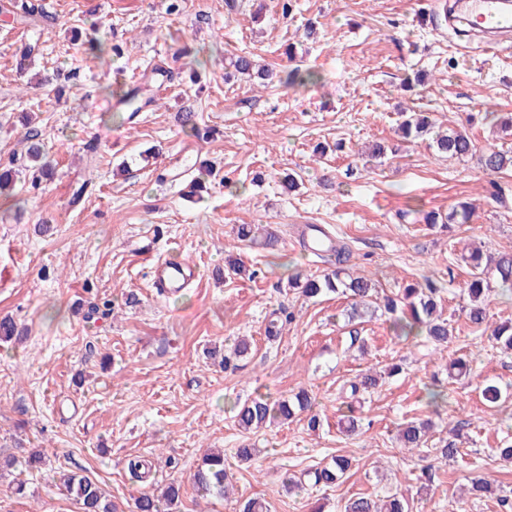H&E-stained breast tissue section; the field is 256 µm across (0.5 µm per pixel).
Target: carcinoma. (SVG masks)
Masks as SVG:
<instances>
[{
    "label": "carcinoma",
    "instance_id": "obj_1",
    "mask_svg": "<svg viewBox=\"0 0 512 512\" xmlns=\"http://www.w3.org/2000/svg\"><path fill=\"white\" fill-rule=\"evenodd\" d=\"M227 72L225 78L234 74L246 75L259 82L263 87L277 83L284 87L303 85L320 79L317 72L296 66L282 73L275 72L267 66H259L251 55L230 53L226 57ZM433 123L426 112H406L399 125V130L405 138H424L432 134ZM24 140L28 143L27 157L32 162L31 185L38 186L44 178L51 175L48 163H40L44 151L40 134L35 129L25 132ZM429 147L436 154L448 158L464 159L475 154L479 155V163L488 175L503 174L512 171V150H505L496 144H491L482 151H477L475 141L465 127L449 128L435 133ZM476 206L468 200H461L453 205L446 214L428 211L422 216V223L436 224H469L475 213ZM329 257L333 258L336 268L321 276L302 277L300 274L288 277V287L300 288L302 293L313 298L325 291L350 293L355 303L350 308V316L361 315L360 306L370 297L371 283L363 276H358L343 267L347 262L346 248L342 244L331 246ZM470 269V280L465 291L470 299L469 321L477 326L482 325L487 317L486 297L490 291L487 275L492 274L503 286L512 288V252H502L495 256L483 257L478 251H472L463 256ZM440 288L431 279H426L425 286L409 284L401 292L385 298V311L394 316V325L400 334L408 337L423 334L437 343L448 342L453 330L448 320L437 314ZM491 336L496 344L506 352L512 351V322L505 321L495 325ZM378 386V380L371 374H364L351 382L349 399L342 401L339 412L344 414L347 425L346 431L355 433L360 419L354 416L355 403L359 394L366 393ZM312 407L311 398L301 391L295 396V403L283 400L271 404L263 398L247 402L236 409L238 426L244 430L258 429L275 418L288 420L295 412H305ZM427 424H406L401 430L400 440L403 447L410 450L418 449L425 443ZM349 460L343 456L335 457L326 466L307 472V477L313 486H330L336 483L349 469ZM229 476L224 469V456L212 453L202 458L201 465L193 475V484L201 494H224L225 484ZM66 491L74 495L81 504L82 512H114V506L106 502L99 485L78 473H69L63 480ZM181 486L170 483L159 499L148 491H143L135 500L137 512H162L161 502L171 507L180 498ZM343 512H409V504L398 498L392 499L388 507L380 509L367 497L351 498L344 506Z\"/></svg>",
    "mask_w": 512,
    "mask_h": 512
}]
</instances>
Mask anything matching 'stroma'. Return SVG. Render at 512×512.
<instances>
[{
    "label": "stroma",
    "instance_id": "35a3bbf8",
    "mask_svg": "<svg viewBox=\"0 0 512 512\" xmlns=\"http://www.w3.org/2000/svg\"><path fill=\"white\" fill-rule=\"evenodd\" d=\"M448 4L295 0L285 18L276 0H239L230 15L224 0H185L177 16L169 0H0V166H27L23 136L32 126L56 168L51 181L34 187L23 177L12 196H0V318L27 331L22 342L0 343V458L36 448L47 461L39 471L20 463L0 471V512H80L57 481L71 471L97 482L119 512H135L143 488L173 481L182 490L172 512H236L250 498L271 512H310L314 501L343 512L349 499L395 493L411 512H504L512 460L498 450L512 441V399L492 404L482 390L512 391V355L491 337L492 326L512 319V290L491 282L487 320L472 324L462 257L475 246L512 249V175L501 176L505 197L493 201L477 159L440 157L396 133L402 111L428 112L445 128L469 122L478 147L512 145L490 120L512 113V40L487 52L482 34L435 26ZM310 21L313 41L304 36ZM90 37L99 52L88 50ZM32 44L37 52L21 60ZM116 45L124 49L117 61ZM228 50L278 70L300 59L320 79L288 88L228 82ZM158 64L167 76L152 74ZM140 81L148 105L116 119L120 94ZM188 110L212 137L182 129ZM375 142L389 154L368 157ZM197 162L215 174L189 197ZM289 174L300 178L292 193L283 185ZM462 198L477 206L472 223L444 231L415 219ZM241 224L267 226L277 240L243 245ZM306 224L343 239L349 269L379 294L434 280L453 328L448 343L396 336L381 311L349 321L345 296L309 299L289 288L293 272L332 268L304 250ZM229 256L254 278H228ZM160 259L194 263L200 276L160 294L151 276ZM129 290L138 305H125ZM273 320L284 328L271 339ZM241 338L250 349L226 370L224 350ZM459 357L470 371L449 377ZM371 371L379 385L365 396L361 430L346 435L338 407L349 382ZM437 382L448 397L433 405L427 393ZM302 390L318 429L303 415L238 427L233 403ZM426 420L425 446L401 448L400 425ZM451 440L459 453L441 460L437 450ZM243 446L254 449L251 462L237 459ZM211 448L224 452L229 496L204 497L193 485ZM339 454L352 465L336 484L285 488L287 477ZM132 457L151 463L148 478L130 476ZM485 474L499 491L471 495L470 478Z\"/></svg>",
    "mask_w": 512,
    "mask_h": 512
}]
</instances>
